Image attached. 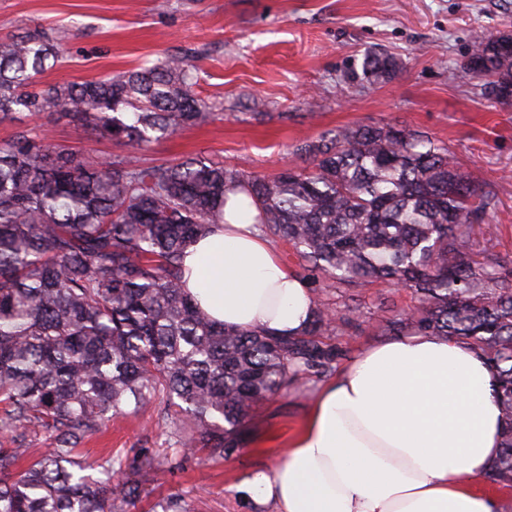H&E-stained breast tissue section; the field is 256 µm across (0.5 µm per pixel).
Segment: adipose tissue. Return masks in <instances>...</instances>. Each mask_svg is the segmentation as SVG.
Here are the masks:
<instances>
[{
	"mask_svg": "<svg viewBox=\"0 0 512 512\" xmlns=\"http://www.w3.org/2000/svg\"><path fill=\"white\" fill-rule=\"evenodd\" d=\"M229 194L182 258L185 290L225 327L293 336L313 296ZM494 371L479 350L413 334L362 349L309 408L284 458L249 488L276 512H498L478 489L500 449Z\"/></svg>",
	"mask_w": 512,
	"mask_h": 512,
	"instance_id": "obj_1",
	"label": "adipose tissue"
}]
</instances>
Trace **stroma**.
Listing matches in <instances>:
<instances>
[{
    "label": "stroma",
    "mask_w": 512,
    "mask_h": 512,
    "mask_svg": "<svg viewBox=\"0 0 512 512\" xmlns=\"http://www.w3.org/2000/svg\"><path fill=\"white\" fill-rule=\"evenodd\" d=\"M34 29L61 49L40 76L46 84L95 79L169 54L191 61L196 92L223 107L224 117L138 150L147 162L198 154L270 176L306 167L297 145L329 129L391 122L424 132L497 195L495 212L472 227L473 253L512 260V104L496 100L486 79L460 75L475 32L512 34V0H0V41ZM370 49L393 55L398 75L377 85L345 83ZM21 130L48 135L81 157L131 152L48 113L0 122V141ZM331 300L359 311L355 328L326 339L340 367L379 343L382 320L416 304L411 290L391 284L344 287ZM310 404L300 392L278 393L248 419L243 447L221 458L186 453L175 469L165 457L176 438L169 425L156 424L151 405L114 418L87 449L93 458L118 451L130 465L146 454L158 461L137 473L141 495L126 512H162L172 494L192 512H275L244 484L278 461Z\"/></svg>",
    "instance_id": "35a3bbf8"
}]
</instances>
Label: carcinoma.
<instances>
[{
    "mask_svg": "<svg viewBox=\"0 0 512 512\" xmlns=\"http://www.w3.org/2000/svg\"><path fill=\"white\" fill-rule=\"evenodd\" d=\"M57 56L45 33L0 43V119L60 112L116 144L146 147L209 121L195 68L180 55L80 83L42 84ZM399 64L363 53L351 80L378 83ZM465 72L512 102V34L482 32ZM311 168L247 175L205 158L151 164L132 155L77 158L27 130L0 143V512H124L139 495L120 454L82 447L112 419L157 404L187 432L183 449L241 447L266 398L335 371L319 338L349 328L314 289L308 328L288 338L226 328L184 290L182 254L224 223L237 190L263 236L283 242L312 279L399 284L419 305L380 336L452 338L491 364L503 422L486 478L512 487V270L469 257L472 225L495 208L445 144L398 124L342 127L296 147ZM51 447L34 454L43 435Z\"/></svg>",
    "mask_w": 512,
    "mask_h": 512,
    "instance_id": "1",
    "label": "carcinoma"
}]
</instances>
